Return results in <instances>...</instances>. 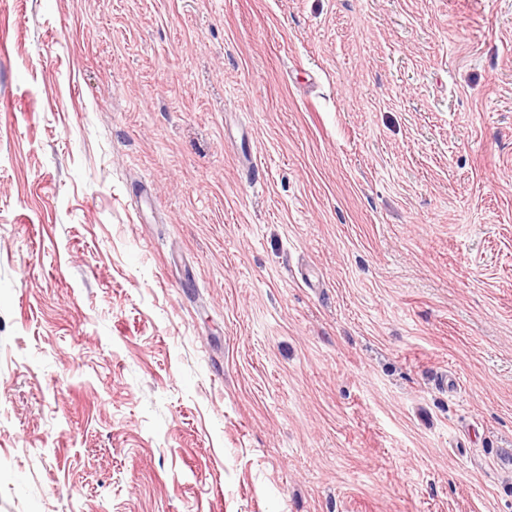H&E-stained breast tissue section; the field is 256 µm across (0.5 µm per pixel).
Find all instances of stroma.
Returning a JSON list of instances; mask_svg holds the SVG:
<instances>
[{"label":"stroma","instance_id":"1","mask_svg":"<svg viewBox=\"0 0 512 512\" xmlns=\"http://www.w3.org/2000/svg\"><path fill=\"white\" fill-rule=\"evenodd\" d=\"M503 448L512 0H0V512H512Z\"/></svg>","mask_w":512,"mask_h":512}]
</instances>
